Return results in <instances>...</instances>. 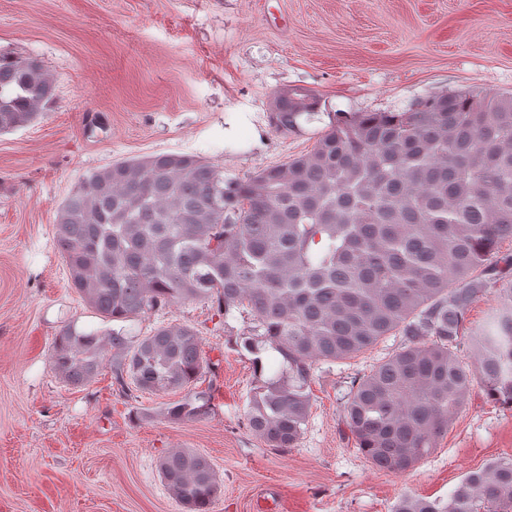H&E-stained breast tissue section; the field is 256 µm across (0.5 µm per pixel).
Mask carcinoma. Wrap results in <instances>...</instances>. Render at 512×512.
I'll return each instance as SVG.
<instances>
[{"label":"carcinoma","instance_id":"carcinoma-1","mask_svg":"<svg viewBox=\"0 0 512 512\" xmlns=\"http://www.w3.org/2000/svg\"><path fill=\"white\" fill-rule=\"evenodd\" d=\"M269 122L294 133L320 119L305 87L275 92ZM55 98L36 58L0 52V134L31 124ZM512 93L426 97L402 112H335L312 149L243 180L193 153L120 161L80 178L58 206L55 242L69 282L96 314L123 326L101 336L67 323L51 361L73 387L103 366L121 390H185L172 421L213 410L192 386L209 368L189 324L133 334L142 317L213 301L216 315L251 317L236 346L256 381L245 411L268 447L297 446L319 362L384 336L394 355L354 379L343 424L379 469L408 472L480 390L512 408ZM498 305L464 332L487 288ZM277 368L264 374V355ZM159 473L186 512H211L220 486L191 450L163 455ZM394 512H512V459L467 474L447 501L407 496Z\"/></svg>","mask_w":512,"mask_h":512}]
</instances>
